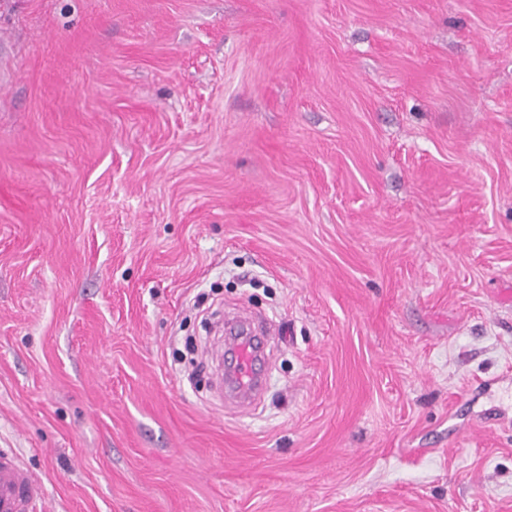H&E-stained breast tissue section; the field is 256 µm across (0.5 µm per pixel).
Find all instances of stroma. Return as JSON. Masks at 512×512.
Masks as SVG:
<instances>
[{"instance_id":"1","label":"stroma","mask_w":512,"mask_h":512,"mask_svg":"<svg viewBox=\"0 0 512 512\" xmlns=\"http://www.w3.org/2000/svg\"><path fill=\"white\" fill-rule=\"evenodd\" d=\"M0 450L43 512H512V0H8ZM272 334L222 400V316Z\"/></svg>"}]
</instances>
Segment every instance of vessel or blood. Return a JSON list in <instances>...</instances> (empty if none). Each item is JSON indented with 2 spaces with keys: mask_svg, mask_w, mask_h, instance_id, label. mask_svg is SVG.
I'll list each match as a JSON object with an SVG mask.
<instances>
[{
  "mask_svg": "<svg viewBox=\"0 0 512 512\" xmlns=\"http://www.w3.org/2000/svg\"><path fill=\"white\" fill-rule=\"evenodd\" d=\"M240 332L224 339V349L234 358L230 381L236 397L244 403L254 402L261 382L257 366L264 357L260 337L245 331L244 320H237ZM43 487L9 451L0 450V512H37Z\"/></svg>",
  "mask_w": 512,
  "mask_h": 512,
  "instance_id": "b4317fda",
  "label": "vessel or blood"
}]
</instances>
